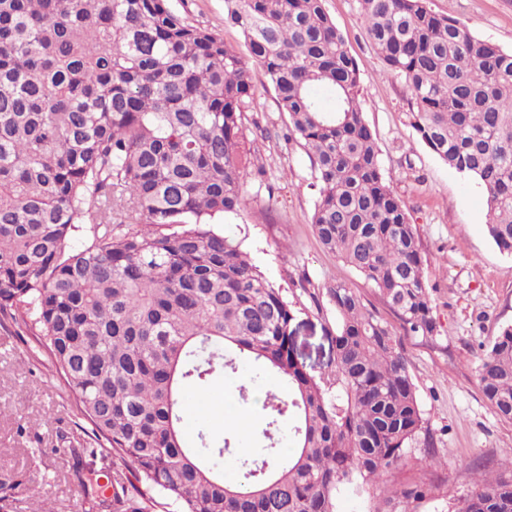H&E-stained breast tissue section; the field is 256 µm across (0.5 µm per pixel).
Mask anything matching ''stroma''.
Returning a JSON list of instances; mask_svg holds the SVG:
<instances>
[{
  "mask_svg": "<svg viewBox=\"0 0 512 512\" xmlns=\"http://www.w3.org/2000/svg\"><path fill=\"white\" fill-rule=\"evenodd\" d=\"M168 6L185 22L242 49L240 31L224 22V0H168ZM429 6L512 51V0H429ZM325 8L361 72L359 104L375 133L380 163L418 228L428 259L432 314L440 326L433 340L402 338L425 410V432L369 495L343 493L336 512H373L384 490L418 482L428 484L429 495L398 499L396 512H449L453 500L472 489L475 473L494 475L512 467V423L498 417L478 380V366L500 326L512 323V255L488 236L484 199L475 183L449 169L419 139L402 80L387 70L359 21V0H325ZM252 74L254 100L244 127L260 152L244 178L243 209L215 219L213 229L239 241L288 298L305 306L293 325L294 353L318 373L333 359L329 331L336 315L323 292L328 282L345 280L390 324L398 319L370 282L320 244L311 224L316 191L310 158L299 143L286 139L288 117L279 112L262 68L253 66ZM303 276L310 281L305 289L298 284ZM249 371L242 361L237 372L209 387H188L187 442H195L201 422L219 432L245 415L251 421L246 439L263 447L261 404L274 380L255 382L250 404L240 405L237 388ZM85 425L33 337L12 323L0 324V482L17 486L0 502V512H29L35 496L51 512H96L97 493L123 464L103 449L93 457L84 454ZM429 455L434 465H426Z\"/></svg>",
  "mask_w": 512,
  "mask_h": 512,
  "instance_id": "obj_1",
  "label": "stroma"
}]
</instances>
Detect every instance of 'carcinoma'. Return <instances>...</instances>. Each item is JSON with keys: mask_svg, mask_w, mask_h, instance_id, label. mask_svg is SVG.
<instances>
[{"mask_svg": "<svg viewBox=\"0 0 512 512\" xmlns=\"http://www.w3.org/2000/svg\"><path fill=\"white\" fill-rule=\"evenodd\" d=\"M224 4L244 53L167 0H0V320L36 340L94 442L126 463L100 512H145L152 490L180 512H335L341 491L369 493L426 431L401 341L360 293L325 285L335 357L312 374L293 355L297 303L211 227L244 205L257 63L311 160L322 246L406 333L439 335L418 229L380 166L361 73L324 0ZM359 4L416 133L477 183L485 229L512 254V51L428 0ZM318 87L334 91L332 109ZM238 358L285 385L265 395L262 435L286 433L292 448L239 457L242 478L227 482L236 433L203 422L189 446L181 425L185 386ZM478 372L512 423V324ZM449 512H512V473L477 475Z\"/></svg>", "mask_w": 512, "mask_h": 512, "instance_id": "carcinoma-1", "label": "carcinoma"}]
</instances>
